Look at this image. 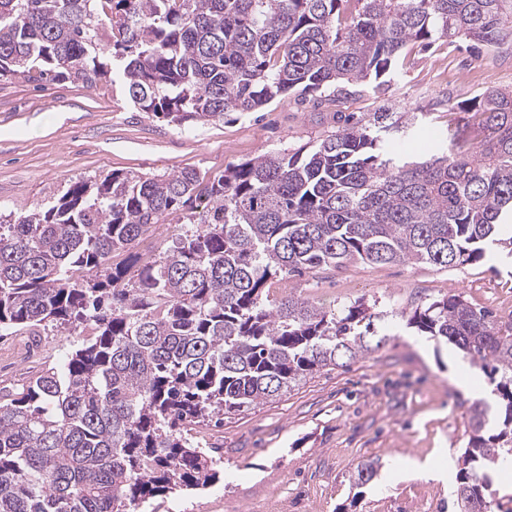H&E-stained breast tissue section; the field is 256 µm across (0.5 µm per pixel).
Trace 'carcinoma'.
Segmentation results:
<instances>
[{"label": "carcinoma", "instance_id": "carcinoma-1", "mask_svg": "<svg viewBox=\"0 0 512 512\" xmlns=\"http://www.w3.org/2000/svg\"><path fill=\"white\" fill-rule=\"evenodd\" d=\"M459 36L512 43V0H0V77L95 84L116 69L140 111L189 126L291 91L340 103L393 78L409 45ZM472 111L475 152L450 133L430 160L403 162L385 139L412 135L418 117L375 112L304 159L263 154L213 177L116 172L1 219L0 331L94 333L63 367L0 395V512H138L213 484L195 427L369 353L389 316L454 345L495 386V403L466 410L456 504L512 512V495L493 488L512 463V320L458 294L409 313L270 296L281 274L355 262L512 258V90ZM183 207L191 228L164 256L110 263ZM375 475L362 463L350 480Z\"/></svg>", "mask_w": 512, "mask_h": 512}]
</instances>
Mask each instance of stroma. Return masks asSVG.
<instances>
[{
	"instance_id": "35a3bbf8",
	"label": "stroma",
	"mask_w": 512,
	"mask_h": 512,
	"mask_svg": "<svg viewBox=\"0 0 512 512\" xmlns=\"http://www.w3.org/2000/svg\"><path fill=\"white\" fill-rule=\"evenodd\" d=\"M512 89V48L495 52L465 39L411 49L399 77L349 97L342 105L310 93L279 96L258 112L179 127L139 111L119 74L98 85L0 80V215L48 207L77 180L108 174H163L194 169L219 175L269 152L309 153L341 130L344 116L414 112L412 139L389 142L397 157H426L447 130L467 147L481 135L469 113L482 95ZM186 229L182 212L153 225L112 262L155 258ZM276 296L292 293L325 309L361 301L390 311L388 339L343 368H324L290 393L199 426L197 439L215 449L224 476L201 491L156 498L154 512H256L266 498L288 512H458L452 496L455 460L464 444L465 409L490 383L453 346L416 335L398 318L426 299L461 295L498 319L512 315V268L482 261L440 269L427 264L352 263L343 270L287 277ZM36 356L20 337L0 338V389L18 392L38 372L64 363L68 330L46 326ZM451 459L443 480L411 473L429 459ZM381 467L367 486L350 476L365 461Z\"/></svg>"
}]
</instances>
